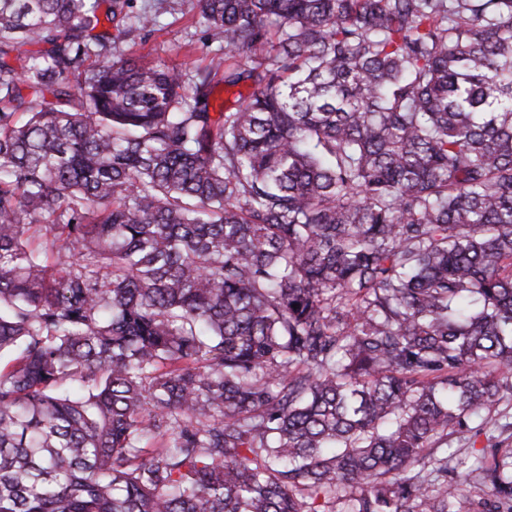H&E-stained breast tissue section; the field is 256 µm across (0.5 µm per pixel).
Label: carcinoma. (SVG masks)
<instances>
[{"instance_id":"obj_1","label":"carcinoma","mask_w":512,"mask_h":512,"mask_svg":"<svg viewBox=\"0 0 512 512\" xmlns=\"http://www.w3.org/2000/svg\"><path fill=\"white\" fill-rule=\"evenodd\" d=\"M167 2L0 0V512H512V0ZM174 10L158 19L157 30L143 41L138 36L117 45L116 54L133 52L144 62L165 64L178 70H194L209 65L211 54L207 41L197 28L193 0H176ZM194 32L197 35L191 37ZM133 42L136 45L132 47ZM512 429L509 427L507 430H503L501 428L489 429L484 428L482 433L477 437V441L475 444V448H493L495 444L496 447L499 448H512ZM487 437H491V440L488 442ZM498 444V442H501Z\"/></svg>"}]
</instances>
